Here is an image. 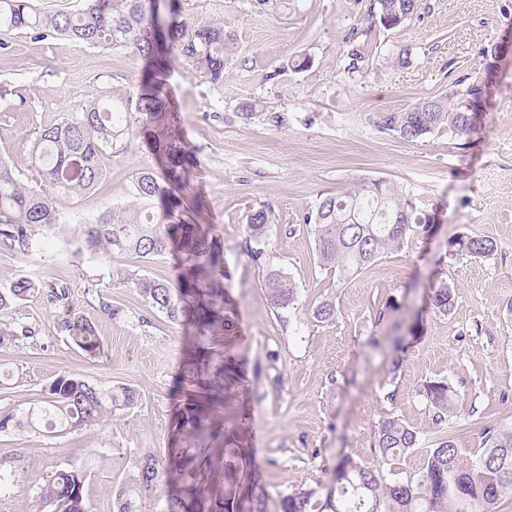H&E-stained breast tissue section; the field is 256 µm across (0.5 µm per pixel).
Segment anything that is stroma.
<instances>
[{"label": "stroma", "mask_w": 512, "mask_h": 512, "mask_svg": "<svg viewBox=\"0 0 512 512\" xmlns=\"http://www.w3.org/2000/svg\"><path fill=\"white\" fill-rule=\"evenodd\" d=\"M373 4L180 2L183 20L224 29L238 46L223 86L178 60L166 90L194 157L183 191L196 205L190 219L209 225L224 249L238 323L231 351L244 375L228 425L245 436L267 512H279L280 495L329 482L341 455L379 467L373 429L391 413L422 439L400 468H421L439 435L416 393L426 379H448L460 396L462 410L450 421L459 466L473 461L483 425L512 428V0H422L395 30L375 25ZM356 45L367 60L351 73L348 53ZM401 46L412 50L409 65L395 60ZM302 58L308 67L287 68ZM147 71L132 48L0 31V159L30 181L27 142L40 128L97 98L127 100ZM471 79L487 86L477 134L439 129L410 141L384 128L386 115L427 100L463 102ZM246 103L256 106L248 119L240 114ZM101 165L106 177L92 192L63 200L65 219L42 234L43 251L24 257L0 245V285L23 275L66 282L72 311L97 326L103 349L88 355L57 333L63 312L42 298L0 310V325L24 324L37 334L0 349V416L21 415L65 373L104 389L127 384L140 398L133 410L80 433H0V468L15 474L0 512H51L39 488L74 460L91 471L84 486L91 512H113L115 486L133 474L139 452L164 457L173 440L177 380L193 333L149 310L122 282L127 273L175 282L172 258L66 253L77 222L127 203L136 174L159 172L160 164L137 132L107 149ZM378 179L433 215V230L338 282L316 266L303 219L320 198ZM261 204L277 217L269 230L273 261L300 289L299 306L289 312L271 308L264 271L246 251L244 217ZM456 233L490 237L497 250L487 260L449 256ZM443 281L456 295L447 315L428 306L431 288ZM102 295L116 316L100 310ZM327 297L338 308L335 322L311 321V309ZM388 299L395 310L377 320L378 304ZM418 317L424 335L407 343L393 368L388 339Z\"/></svg>", "instance_id": "stroma-1"}]
</instances>
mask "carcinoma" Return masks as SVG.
<instances>
[{"label":"carcinoma","mask_w":512,"mask_h":512,"mask_svg":"<svg viewBox=\"0 0 512 512\" xmlns=\"http://www.w3.org/2000/svg\"><path fill=\"white\" fill-rule=\"evenodd\" d=\"M146 0H85L77 12L41 13L30 0H0V29L27 28L43 37L59 36L89 45L135 47L149 62L148 74L136 96L120 105L99 99L75 115L41 128L28 146L39 186H24L15 167L0 160V243L15 253L32 256L41 250L39 230L62 223V199L86 193L101 182V156L114 142L130 134L138 117L154 123L147 144L164 161L162 176L143 172L133 180L134 203L104 212L73 232L76 250L91 255L133 252L149 261L171 254L179 261L176 286L147 275L129 274L123 283L135 288L145 304L172 321L192 319L196 343L188 357L182 392L183 408L176 424V447L165 461L153 453L138 456L136 472L116 490L115 512H141V500L154 494L165 471L181 472L168 486L162 512H267V491L260 473L251 469L238 430H228L219 415L233 416L232 395L238 384L236 363L213 348L212 337L224 335L232 344L237 322L235 302L224 288V250L205 224L182 218L183 200L172 187L186 182L193 157L181 139L171 103L164 93L175 54L214 86L223 84L231 40L224 31L195 27L172 14L167 36L154 42L155 14ZM420 0H375L372 16L385 30L411 21ZM486 88L467 86L468 100L456 107L441 100L423 102L407 112L391 113L383 126L406 140H417L441 127L460 133L474 126ZM431 215L422 214L403 191L385 180H373L357 190L327 195L306 217L314 227L318 266L346 282L384 255L402 250L415 236L429 231ZM274 210L260 205L246 215L248 252L265 270V295L278 311L298 308L299 288L284 268L273 264L267 236L275 223ZM449 246L457 255L487 258L497 249L488 237L458 234ZM42 295L49 306L67 299V284L46 283L21 276L0 286V310ZM431 303L446 315L455 307L451 286L440 283ZM336 304L319 302L310 312L318 323L336 320ZM57 332L90 356L101 344L95 326L74 314L57 322ZM35 337L23 325L0 327V348ZM417 394L438 426L458 416L457 391L447 379L421 383ZM138 390L129 385L102 389L73 374L56 377L41 403L20 417L0 419V431L15 428L35 434L80 432L133 409ZM420 437L403 419L389 416L373 430V448L381 462L393 465ZM460 448L446 435L430 449L423 468L414 473L384 474L350 456L334 467L333 482L281 498V512H497L503 497L512 494V429L487 426L481 448L471 465H457ZM88 470L71 462L53 472L39 496L53 512H91L83 491Z\"/></svg>","instance_id":"obj_1"}]
</instances>
